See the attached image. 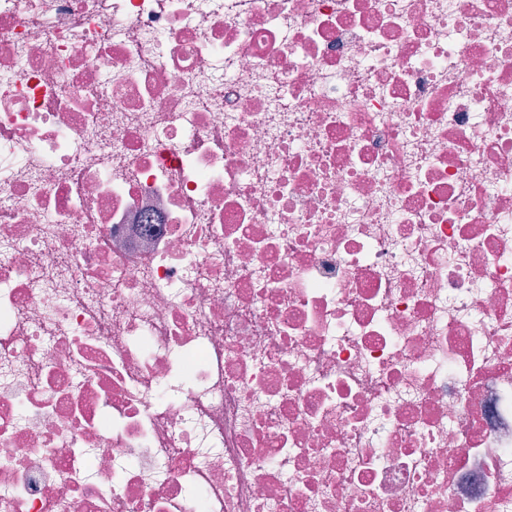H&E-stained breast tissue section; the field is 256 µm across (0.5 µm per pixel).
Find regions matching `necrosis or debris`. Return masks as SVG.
I'll return each mask as SVG.
<instances>
[{
	"instance_id": "obj_1",
	"label": "necrosis or debris",
	"mask_w": 512,
	"mask_h": 512,
	"mask_svg": "<svg viewBox=\"0 0 512 512\" xmlns=\"http://www.w3.org/2000/svg\"><path fill=\"white\" fill-rule=\"evenodd\" d=\"M0 512H512V0H0Z\"/></svg>"
}]
</instances>
